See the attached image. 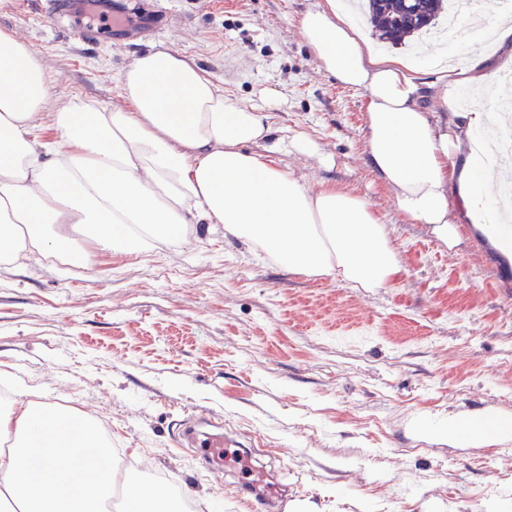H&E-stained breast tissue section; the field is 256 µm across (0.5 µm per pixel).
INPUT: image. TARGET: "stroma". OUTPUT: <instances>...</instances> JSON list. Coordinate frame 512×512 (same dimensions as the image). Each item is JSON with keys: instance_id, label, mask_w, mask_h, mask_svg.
<instances>
[{"instance_id": "35a3bbf8", "label": "stroma", "mask_w": 512, "mask_h": 512, "mask_svg": "<svg viewBox=\"0 0 512 512\" xmlns=\"http://www.w3.org/2000/svg\"><path fill=\"white\" fill-rule=\"evenodd\" d=\"M317 0H166L148 38L87 42L48 0H0V28L34 49L51 79L46 111L77 98L124 105L120 76L147 51L193 61L218 91L271 113L273 139L304 133L331 166L278 154L309 187L364 197L403 270L384 288L290 274L205 225L184 244L62 273L36 255L0 268V369L38 401L111 428L129 471L222 512L188 412L212 413L288 486L289 512H512V439L448 440L484 412L512 426V257L473 224L459 242L394 209L365 162L361 92L320 70L298 25Z\"/></svg>"}]
</instances>
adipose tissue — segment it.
<instances>
[{
    "label": "adipose tissue",
    "instance_id": "adipose-tissue-1",
    "mask_svg": "<svg viewBox=\"0 0 512 512\" xmlns=\"http://www.w3.org/2000/svg\"><path fill=\"white\" fill-rule=\"evenodd\" d=\"M318 67L366 94L369 167L395 209L455 244L458 195L477 212L505 170L474 139L498 121L497 104L425 111L406 59L381 55L342 14L317 0L298 20ZM487 37L512 66V19L462 20L453 41ZM126 109L69 101L45 112L49 77L36 52L0 29V267L37 252L80 250L86 267L196 237L199 223L255 247L292 274L383 288L402 262L363 197L333 183L310 189L277 165L288 151L331 165L310 137L271 141L268 114L218 92L192 61L168 51L137 57L121 77ZM0 399V506L11 512H101L122 489L127 512H178L169 488L118 472L93 419L37 404L12 373Z\"/></svg>",
    "mask_w": 512,
    "mask_h": 512
}]
</instances>
